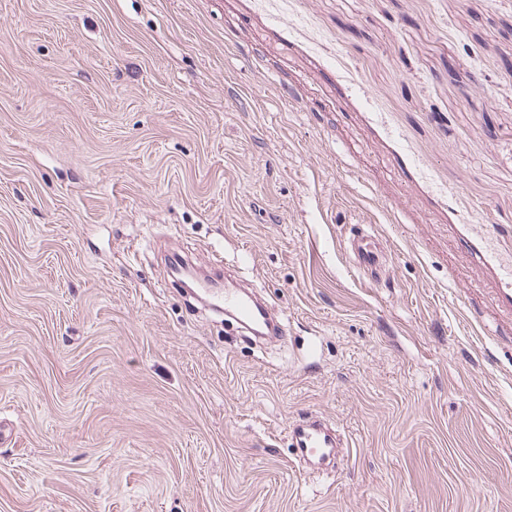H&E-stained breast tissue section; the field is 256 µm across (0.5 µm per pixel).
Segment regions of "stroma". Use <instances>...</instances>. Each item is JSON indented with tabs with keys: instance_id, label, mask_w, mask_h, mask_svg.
<instances>
[{
	"instance_id": "1",
	"label": "stroma",
	"mask_w": 512,
	"mask_h": 512,
	"mask_svg": "<svg viewBox=\"0 0 512 512\" xmlns=\"http://www.w3.org/2000/svg\"><path fill=\"white\" fill-rule=\"evenodd\" d=\"M511 261L512 0H0V512H512ZM351 267L363 276L376 278L387 262L383 243L374 233H353L345 243ZM211 285L209 280H203L199 284V290L211 301L215 309L233 314L244 329L249 331L250 327L262 324L268 317L262 305L241 293L238 288H224V291H221L218 288H211ZM289 437L296 460L307 468L335 462L337 448H347L341 444L337 430L313 418L293 422L289 426Z\"/></svg>"
}]
</instances>
